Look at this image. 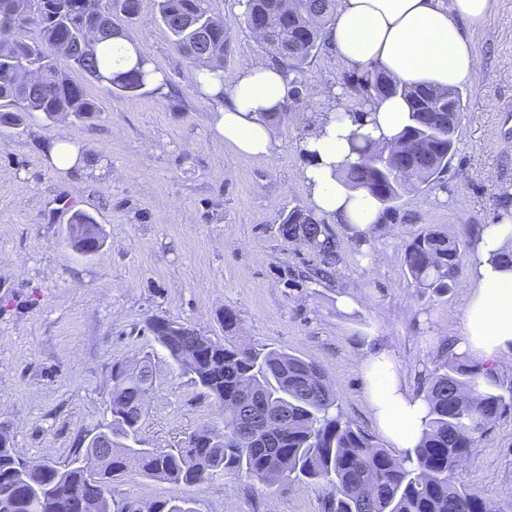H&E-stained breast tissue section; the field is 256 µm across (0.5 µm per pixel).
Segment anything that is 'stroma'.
<instances>
[{"label":"stroma","mask_w":512,"mask_h":512,"mask_svg":"<svg viewBox=\"0 0 512 512\" xmlns=\"http://www.w3.org/2000/svg\"><path fill=\"white\" fill-rule=\"evenodd\" d=\"M210 8L232 42L229 86L265 54L239 25L237 0H210ZM154 13V0H144L127 31L167 73L163 90L125 97L91 82L101 107L91 122L36 113L0 126V422L10 424L22 455L65 460L106 415L113 361L156 349L153 321L220 337L229 310L238 339L321 365L344 414L385 446L367 406L359 342L378 337L408 386L424 391L460 338L469 278L461 271L444 295L414 287L407 244L436 229L473 246L480 227L512 206V0H492L472 36L480 68L447 171L399 202L370 243L373 261H364L345 225L331 224L344 260L328 279L308 277L315 255L285 242L278 224L283 210L308 203L298 142L320 113L348 103L327 93L344 75L330 48L308 65L293 111L273 125L274 155L246 156L218 133V104L198 91ZM62 136L83 156L70 171L47 151ZM75 210L103 228L105 244L94 255L65 244ZM342 295L357 309L340 311ZM154 371L145 447L173 448L201 425L223 421L218 405L166 358L156 359ZM458 478L512 512V409L482 436ZM113 490L145 502L188 497L196 512L322 510L318 492L304 484L270 491L220 477L180 487L130 474Z\"/></svg>","instance_id":"1"}]
</instances>
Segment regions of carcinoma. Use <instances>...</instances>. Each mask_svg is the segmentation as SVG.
I'll return each mask as SVG.
<instances>
[{"instance_id":"obj_1","label":"carcinoma","mask_w":512,"mask_h":512,"mask_svg":"<svg viewBox=\"0 0 512 512\" xmlns=\"http://www.w3.org/2000/svg\"><path fill=\"white\" fill-rule=\"evenodd\" d=\"M89 0H0V14L25 23L0 30V125H18L26 114L85 123L97 117L99 103L76 81L78 71L112 93L135 96L163 75L152 58L133 45L137 58L124 66L117 39L131 41L126 29L112 26L140 17L143 0H106L105 30L89 44L83 28ZM155 21L170 33L175 49L194 71L224 83V58L230 41L224 22L209 0H154ZM240 18L250 32L265 31L259 45L270 62L292 74L288 91L300 95L299 76L318 55L333 21L336 0H243ZM398 94L410 104L409 123L390 143L368 137L353 143L358 158L342 171L344 185L365 190L383 202L382 217L396 211L407 192L399 176L403 163L421 173L420 183L434 181L448 168L457 138L439 130V114L453 100L464 109L460 89L408 86L382 72L366 95ZM72 222L84 224L88 237L100 228L78 210ZM278 231L289 242L308 247L323 267L341 261L336 240L324 221L295 206L281 214ZM465 249L463 241L430 230L414 237L405 253L409 279L419 288L446 294L456 285ZM235 317L224 314V339L191 326L179 337L150 326L157 344L178 372L224 409V423L204 424L175 448L141 447L145 408L139 398L153 392L155 355L112 362L109 417L98 425L112 437L111 454L96 474L83 465L88 449L78 445L64 462L34 461L33 477L41 485L59 486L80 500L91 494L96 512H196L190 501L170 497L144 503L114 498L112 483L129 473L174 485L199 486L217 476L243 477L275 488L286 482L318 490L323 512H503L499 503L456 479L462 457L512 404L496 373L480 363L452 354L432 372L425 397L428 419L414 458H397L348 420L339 398L317 364L266 344L242 342L228 335ZM206 339L209 358L193 356L192 346ZM0 512H53L51 502L30 497L17 479L22 455L0 426Z\"/></svg>"}]
</instances>
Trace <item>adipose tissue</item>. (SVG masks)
Instances as JSON below:
<instances>
[{
	"label": "adipose tissue",
	"instance_id": "obj_1",
	"mask_svg": "<svg viewBox=\"0 0 512 512\" xmlns=\"http://www.w3.org/2000/svg\"><path fill=\"white\" fill-rule=\"evenodd\" d=\"M490 0H336L328 42L337 63L360 75L369 87L381 70L406 84L462 88L477 78L472 35L484 27ZM288 74L265 62L242 70L233 85L205 82L204 92L223 91L217 128L226 144L241 154L272 156L276 143L264 113L275 111L288 92ZM409 105L399 95H372L363 123L338 107L324 113L300 140L306 163L300 172L317 215L346 225L358 240L372 239L383 205L363 190L342 183L345 164L354 160L351 135L362 130L389 142L408 122ZM512 235V208L484 225L470 256L471 288L457 355L495 362L512 355V268L496 254ZM361 369L374 423L401 456L419 443L428 414L423 393L408 388L392 350L364 347Z\"/></svg>",
	"mask_w": 512,
	"mask_h": 512
}]
</instances>
